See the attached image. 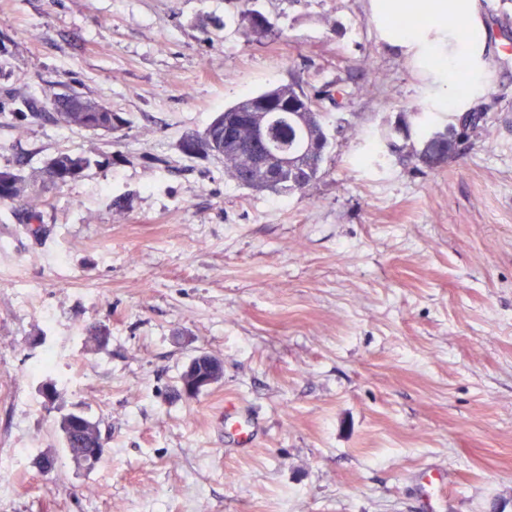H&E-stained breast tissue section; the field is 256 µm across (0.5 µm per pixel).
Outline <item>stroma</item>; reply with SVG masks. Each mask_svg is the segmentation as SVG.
I'll return each mask as SVG.
<instances>
[{
  "label": "stroma",
  "instance_id": "35a3bbf8",
  "mask_svg": "<svg viewBox=\"0 0 512 512\" xmlns=\"http://www.w3.org/2000/svg\"><path fill=\"white\" fill-rule=\"evenodd\" d=\"M382 2L258 0L282 31L258 40L239 0H0V166L38 181L58 152L91 161L40 223L0 204V512H512V0H480L461 93L456 33L423 28L448 61L432 69ZM295 73L346 93L308 196L181 153ZM72 91L119 127L58 124L49 101ZM426 127L448 131L446 163L419 157ZM202 353L223 377L182 395ZM229 404L250 447L224 435ZM76 409L103 457L43 474Z\"/></svg>",
  "mask_w": 512,
  "mask_h": 512
}]
</instances>
